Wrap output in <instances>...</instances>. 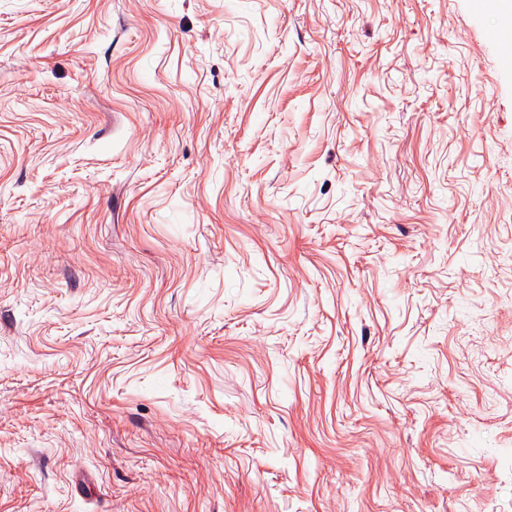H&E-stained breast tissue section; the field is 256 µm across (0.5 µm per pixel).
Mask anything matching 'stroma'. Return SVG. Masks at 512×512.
Instances as JSON below:
<instances>
[{"label":"stroma","mask_w":512,"mask_h":512,"mask_svg":"<svg viewBox=\"0 0 512 512\" xmlns=\"http://www.w3.org/2000/svg\"><path fill=\"white\" fill-rule=\"evenodd\" d=\"M495 30L0 0V512H512Z\"/></svg>","instance_id":"stroma-1"}]
</instances>
